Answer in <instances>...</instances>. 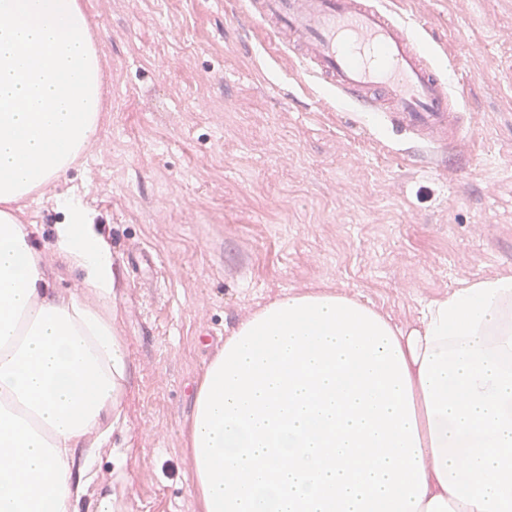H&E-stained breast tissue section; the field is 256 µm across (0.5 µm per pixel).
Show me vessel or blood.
Listing matches in <instances>:
<instances>
[{"instance_id": "1", "label": "vessel or blood", "mask_w": 512, "mask_h": 512, "mask_svg": "<svg viewBox=\"0 0 512 512\" xmlns=\"http://www.w3.org/2000/svg\"><path fill=\"white\" fill-rule=\"evenodd\" d=\"M243 21L333 98L379 113L408 138L443 149L464 136L452 89L421 44L420 16L378 0H246Z\"/></svg>"}]
</instances>
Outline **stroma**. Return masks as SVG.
Listing matches in <instances>:
<instances>
[{
    "mask_svg": "<svg viewBox=\"0 0 512 512\" xmlns=\"http://www.w3.org/2000/svg\"><path fill=\"white\" fill-rule=\"evenodd\" d=\"M109 82L97 138L19 217L55 291L83 293L50 248L76 195L112 252L129 370L125 423L96 459L115 512H196L183 426L198 379L254 311L329 288L417 326L466 280L512 273V0H388L473 130L452 164L356 107L324 106L244 0H85ZM124 456L116 467V456Z\"/></svg>",
    "mask_w": 512,
    "mask_h": 512,
    "instance_id": "1",
    "label": "stroma"
}]
</instances>
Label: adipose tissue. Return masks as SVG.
Returning a JSON list of instances; mask_svg holds the SVG:
<instances>
[{"instance_id":"ef3b65f1","label":"adipose tissue","mask_w":512,"mask_h":512,"mask_svg":"<svg viewBox=\"0 0 512 512\" xmlns=\"http://www.w3.org/2000/svg\"><path fill=\"white\" fill-rule=\"evenodd\" d=\"M105 110L84 0H0V512H80L125 422L95 212L57 199L52 250L84 297L48 293L18 217ZM184 448L198 512H512V275L464 282L408 331L329 291L270 301L204 368Z\"/></svg>"}]
</instances>
